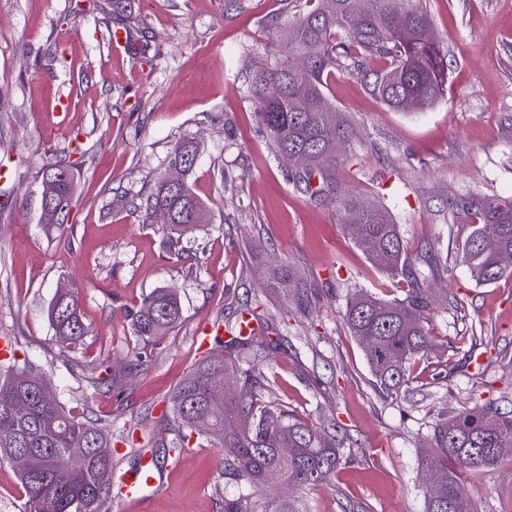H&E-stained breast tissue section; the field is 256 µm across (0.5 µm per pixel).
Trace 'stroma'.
Instances as JSON below:
<instances>
[{
	"instance_id": "35a3bbf8",
	"label": "stroma",
	"mask_w": 512,
	"mask_h": 512,
	"mask_svg": "<svg viewBox=\"0 0 512 512\" xmlns=\"http://www.w3.org/2000/svg\"><path fill=\"white\" fill-rule=\"evenodd\" d=\"M0 0V336L44 370L56 394L114 430L136 425L164 438L162 407L199 363L198 328L247 292L262 294L283 336L264 372L296 419H331L346 437L323 484H271L255 499L303 512H425L431 424L439 412L490 404L512 409V278L477 283L458 245L476 216L449 204L472 195L512 200V0H424L448 51L443 99L396 111L371 95L361 71H338L324 94L355 131L336 166L342 193L385 206L412 259L426 248L447 263L431 281L434 345L410 370L408 399L379 393L342 319L349 295L391 299L407 284L356 247L334 204L313 203L284 177L257 130L239 69L264 63L265 20L286 19V0ZM129 32L114 55L115 28ZM183 138L198 146L188 176L209 224L176 248L165 226L135 207L170 172ZM75 168L65 232L42 224L41 182L58 161ZM288 267L313 298L300 309L274 276ZM177 293L183 320L156 341L133 336L126 311L157 288ZM78 297L86 354L53 343L47 310ZM149 363L131 370L140 353ZM119 374L87 387L91 360ZM223 452L194 447L162 467L164 485L144 512H224L246 490L221 475ZM475 512H512V454L484 471H458Z\"/></svg>"
}]
</instances>
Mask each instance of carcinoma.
I'll return each mask as SVG.
<instances>
[{
	"label": "carcinoma",
	"mask_w": 512,
	"mask_h": 512,
	"mask_svg": "<svg viewBox=\"0 0 512 512\" xmlns=\"http://www.w3.org/2000/svg\"><path fill=\"white\" fill-rule=\"evenodd\" d=\"M288 18L293 34L272 44L269 60L254 70L247 92L256 104L258 124L277 156L303 155L309 165L287 177L312 202H336L345 224L359 225L355 245L389 274L407 282L404 297L384 300L362 290L347 301L343 320L362 346L376 385L389 395L407 392L410 364L432 347L429 332L432 299L409 257L408 247L389 212L380 205L336 195L334 172L339 161L336 143L354 138L343 113L324 96L327 77L351 68L364 72L368 89L386 106L400 110L408 99L418 109L434 105L444 95L448 80L447 52L435 40L423 9V0H365L362 12L356 0H293ZM171 160L190 171L197 163L192 143L179 140ZM42 191L61 207L65 230L72 209L74 173L55 163L42 179ZM479 215L461 245L460 260L476 281L493 283L512 277V267L500 265V256L512 253V201L474 196L465 203ZM173 213L169 242L178 243L205 222L206 207L187 183L171 189L160 183L139 205L144 222L155 211ZM259 301H245L224 318V325L241 314L262 326L256 336L218 338L208 355L176 387L167 420L173 438L147 443L140 454L179 460L201 440L224 449V478L257 488L270 482L311 485L325 481L341 461L344 439L326 428L292 417L272 400V385L261 369L269 355L281 349V338L255 313ZM177 295L156 288L129 314L133 335L146 342L160 330L176 327L182 319ZM54 345L77 350L86 328L77 299L55 295L48 308ZM44 375L33 363L0 361V458L12 459L17 448L29 452V467L19 471L26 501L24 512H107L112 500V465L116 448L134 445V432L112 433V422L93 423L68 409L59 397L41 396ZM224 401L221 413L211 399ZM430 462L443 476L441 485L428 489L426 512H474L459 485L456 468L484 470L512 448V410L481 406L434 423ZM71 448L86 449L84 457L67 469H56ZM224 512H298L286 503L267 500L254 504L248 495L224 499Z\"/></svg>",
	"instance_id": "cac0c4a2"
}]
</instances>
